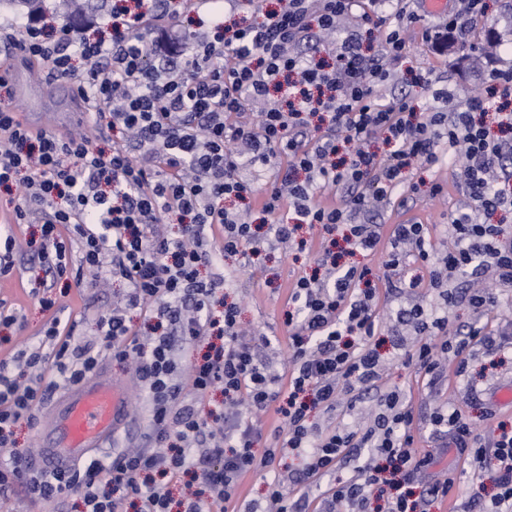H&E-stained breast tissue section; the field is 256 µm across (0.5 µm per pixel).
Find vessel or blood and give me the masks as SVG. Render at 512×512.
Returning a JSON list of instances; mask_svg holds the SVG:
<instances>
[{"label":"vessel or blood","mask_w":512,"mask_h":512,"mask_svg":"<svg viewBox=\"0 0 512 512\" xmlns=\"http://www.w3.org/2000/svg\"><path fill=\"white\" fill-rule=\"evenodd\" d=\"M130 424L126 386L95 374L69 386L50 406L46 421L39 424L44 448L35 465L72 468L111 447L116 434Z\"/></svg>","instance_id":"vessel-or-blood-1"}]
</instances>
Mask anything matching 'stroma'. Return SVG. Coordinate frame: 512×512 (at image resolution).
Here are the masks:
<instances>
[{"mask_svg": "<svg viewBox=\"0 0 512 512\" xmlns=\"http://www.w3.org/2000/svg\"><path fill=\"white\" fill-rule=\"evenodd\" d=\"M485 3L484 16L469 24L470 49L451 56L436 54L424 42V32L437 25L439 19L419 12L417 21L406 32L411 47L408 58L394 69L390 81L376 87V97L384 102L404 94L425 112L434 101L428 87L419 84V77L439 79L441 88L461 101L484 87L492 67L512 66V54L499 56L492 64L486 62L484 55V49L490 42L499 39L512 43V0H485ZM223 19V11L185 4L176 14L160 20L159 25L187 37ZM28 82L24 92H13L11 103L18 112L27 114L31 123L61 136L82 132L88 136L92 148L109 149L111 136L83 123L79 115L84 103L77 94L76 80L61 78L51 83L32 75ZM404 179L403 200H392L375 211L372 215L374 223L389 226L414 221L428 225L435 253L443 255L446 249L444 226L465 204L459 168L448 164L435 169L415 165L405 172ZM436 182L444 187L438 196L431 193ZM316 258L317 253L313 250L288 252L275 246L265 249L247 263L238 256L220 257L213 268L214 273L224 277L222 294L225 302L237 303L240 308L242 329L256 339L268 340L266 352L277 368H285L288 358V330L283 323V314L288 308L290 287L298 277L310 273ZM15 260L12 276L0 280V299L17 310L23 325L18 332L21 341L33 344L37 342V334L50 313L30 296L29 290L35 280L45 277V272L29 253H17ZM80 260L79 247H72L70 266L80 269V276L69 274L50 280L46 295L54 300L56 306L65 307L67 316L78 321L83 337L90 339L95 334L97 316L111 310L113 300L124 291L126 284L117 279L102 280L95 270L81 267ZM397 308L396 301L389 295H382L380 325L375 341L386 372L378 391L356 401L348 395L340 397L335 411L317 415L316 421L321 427L365 426L368 415L378 408L381 393L395 389L413 410L414 447L421 453L432 450L435 444L428 417L436 407L460 408L478 423L489 411L500 419L512 418V407L499 404L495 399L498 388L512 386V344L504 345L494 354L481 348L467 352L465 376L452 373L444 381L431 386L417 369L401 363L404 354L415 348L419 338L410 326L397 321ZM103 366L127 387L133 421L130 433L122 435L117 449L106 451V458L112 460L118 449L147 447L150 420L132 368L112 359L104 361ZM304 467L305 461L301 457L288 453L278 455L269 466L243 477L238 488L240 505L263 502L267 477L298 473ZM433 471L452 478L454 487L447 499L432 505L431 512H478L477 507L470 504L472 475L464 471L463 463L455 453L442 456Z\"/></svg>", "mask_w": 512, "mask_h": 512, "instance_id": "35a3bbf8", "label": "stroma"}]
</instances>
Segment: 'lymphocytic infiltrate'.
<instances>
[{
	"label": "lymphocytic infiltrate",
	"mask_w": 512,
	"mask_h": 512,
	"mask_svg": "<svg viewBox=\"0 0 512 512\" xmlns=\"http://www.w3.org/2000/svg\"><path fill=\"white\" fill-rule=\"evenodd\" d=\"M361 0H283L280 10L252 22L224 21L193 37L183 67L170 66L168 43L144 35L147 18L176 12V0H136L112 12L110 32L73 35L48 32L31 17L0 26V56L43 64L51 75L76 76L79 96L120 132L110 150L91 148L85 135L34 131L11 105L0 106V190L13 193L12 220L41 219V236L28 247L52 276L69 270L73 242L84 266L123 280L119 303L96 321L95 341L84 340L76 322L52 317L36 345L0 350V492L23 485L45 501L76 495L81 512H172L173 487H180L184 512H215L232 506L240 478L275 459L278 452L302 455V477L275 475L264 501L271 512H293L289 487L335 472L345 449L364 450L354 475L328 487L322 512H367L371 499L384 512H430L448 497L454 481L429 468L434 454L413 449L414 415L394 393L382 396L371 423L354 431L318 430L313 411H334L339 395L376 387L384 373L371 341L378 330L374 301L382 283H392L407 259L427 264L428 229L418 223L393 225L383 233L367 223L371 203H389L413 165L435 167L453 156L461 168L468 209L445 228L453 242L430 281L445 302H455L447 282L458 275L491 272L489 285L471 289L477 313L497 307L512 293V233L474 220L476 210L512 208L503 182L512 179V140L491 137L485 126L496 114L512 130V72L491 75L483 94L451 112L421 114L403 97L379 103L375 87L389 73L384 61L409 53L401 24L379 27L381 57L365 54L362 27L370 20ZM484 0L450 7L447 19L426 35L439 53L464 48L468 23L483 14ZM337 34L332 62L319 59L324 35ZM259 104L257 117L242 120L246 103ZM381 139L383 152L368 151ZM350 147L338 158L340 144ZM270 171L274 181L261 204L276 240L308 248L296 239L301 224L325 233L347 226L349 253L384 249L379 270L343 265L331 252L317 258L320 274L299 277L291 287L284 323L291 367L279 372L256 353L254 338L240 328L229 305L215 312L222 276L200 277L215 253L257 254L264 245L236 201L254 199L251 178ZM336 202L322 203L327 193ZM177 225L174 235L160 232ZM73 237H66V230ZM151 311L149 338L129 324L130 311ZM420 340L406 353L437 383L448 361L464 373L461 356L470 346L486 351L501 344L486 327L449 331L447 316L420 304L400 309ZM212 337L194 362L191 388L224 392V409L200 412L178 407L182 386L172 340L190 344ZM132 362L149 405L151 445L121 453L111 466L90 461L65 472H31L26 455L14 452V429L34 423L36 408L52 392L43 380L54 370L68 384L93 374L102 355ZM275 411L280 423L264 433L259 416ZM442 450H455L474 479H488L494 492L483 512H512V422L479 429L461 410L437 408L429 416ZM425 475L421 491L412 484Z\"/></svg>",
	"instance_id": "1"
}]
</instances>
